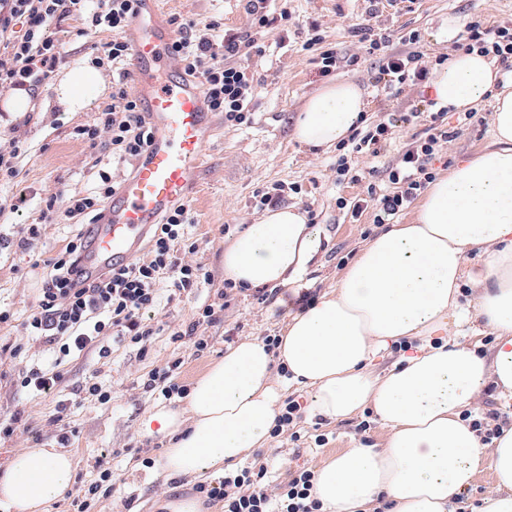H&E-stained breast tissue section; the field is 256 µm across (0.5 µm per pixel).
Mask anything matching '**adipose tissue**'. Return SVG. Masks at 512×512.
Returning a JSON list of instances; mask_svg holds the SVG:
<instances>
[{
    "label": "adipose tissue",
    "instance_id": "ef3b65f1",
    "mask_svg": "<svg viewBox=\"0 0 512 512\" xmlns=\"http://www.w3.org/2000/svg\"><path fill=\"white\" fill-rule=\"evenodd\" d=\"M499 78L488 57L460 51L437 70L434 95L465 112ZM101 87L98 69L82 62L52 91L61 111L82 112ZM495 94L490 146L433 181L412 223L374 237L331 294L291 317L275 351L257 340L238 342L195 381L185 411L159 407L143 420L145 435L170 439L166 477L220 472L266 446L279 362L291 383L312 389L315 414L336 421L369 407L391 428L386 447L346 449L319 470L314 494L331 512H375L382 497L392 512H451L486 458L498 493L483 512H512V428L487 451L462 418L487 384L512 395V91ZM366 106L357 84H327L307 99L295 136L307 146H333ZM320 247V232L303 211H271L225 245L224 277L245 288H278L300 279ZM475 249L479 261L466 264ZM464 279L477 290L474 315L498 338L488 357L432 341L453 322L467 321L458 302ZM411 339L426 341V348L384 376L366 371L380 349ZM74 473L69 452L19 449L0 476V507L48 512Z\"/></svg>",
    "mask_w": 512,
    "mask_h": 512
}]
</instances>
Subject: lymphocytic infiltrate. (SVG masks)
I'll list each match as a JSON object with an SVG mask.
<instances>
[{"instance_id":"f902f5d3","label":"lymphocytic infiltrate","mask_w":512,"mask_h":512,"mask_svg":"<svg viewBox=\"0 0 512 512\" xmlns=\"http://www.w3.org/2000/svg\"><path fill=\"white\" fill-rule=\"evenodd\" d=\"M268 0H248L252 17L245 31L225 29L218 19L200 24L191 19L172 18L180 38L173 55L178 67L198 79L210 111L223 114L233 126L253 122V78L247 61L257 47L263 29L287 21V9L270 10ZM133 15V0H0V87L36 89L65 59L63 43L53 24L70 18L84 28L110 33L111 38L98 46L97 64H108L118 75L112 83L109 100L103 101L92 123L74 128L75 139L96 149L92 165L97 183L87 194H44L39 200L37 223L20 225L18 245L34 247L40 225L75 222L78 230L66 244L47 259L34 311L22 323L24 335L47 338L58 347L60 358L97 352L108 357L111 343L128 342L147 345L154 334L146 314L157 306L160 284L170 279V297L191 292L211 283L210 271L199 264L182 260L183 250H195L190 240L194 222L188 204L173 205L160 223L148 232L147 247L142 255L96 277L82 276L79 261L91 224L97 223L105 201L118 189L119 176L114 166H136L144 157L152 139V128L142 112L137 97L129 87L126 70L130 56L125 32ZM357 35L366 51L383 57L379 72L385 88L400 90L425 84L431 69L418 51L419 35L408 32L404 40L413 47L402 55L387 53V35L369 27H360ZM459 49L479 50L490 56L502 70L512 72V22L488 24L481 19L470 21L461 36ZM446 109L434 103L407 114L410 123L422 124L421 133L413 136L400 161L386 171L389 190L378 191L375 182H367L353 199L338 198V209L358 218L374 209V221L389 223L435 179L432 163L439 147L452 137L445 116ZM392 131L383 123L365 125L339 144L336 173L350 182H362L349 158L355 153L377 154ZM235 285L225 281L214 302L198 304L184 332L194 354L209 347L205 331L221 320V314L234 300ZM315 474L306 467H295L278 493L268 491L266 468L245 467L225 473L216 483L195 485L194 492L203 503L223 501L224 512H323L322 502L313 495Z\"/></svg>"}]
</instances>
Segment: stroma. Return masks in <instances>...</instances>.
<instances>
[{"label": "stroma", "instance_id": "stroma-1", "mask_svg": "<svg viewBox=\"0 0 512 512\" xmlns=\"http://www.w3.org/2000/svg\"><path fill=\"white\" fill-rule=\"evenodd\" d=\"M163 4L171 17L202 23L216 18L228 29L243 30L250 25L246 0H163ZM287 9L291 15L288 23L265 30L258 39L262 52L252 53L249 59L257 83L253 123L222 127L220 137L206 149L197 188L189 201L197 249L184 253L183 258L204 265L212 272L213 283L152 310L151 318L160 329L151 337L144 355L137 346L123 343L114 346L106 358L82 355L58 365L44 340L27 343L13 328L0 329V417H20L15 434L0 439V473L20 448L64 447L73 454L75 475L83 481L94 478L98 460L110 461L115 489L110 497L97 502L94 512H159L161 499L193 496L197 481L217 480V473L212 471L198 479L168 480L163 476L158 463L167 441L140 430L141 420L159 404L143 391L149 372L165 368L173 358H183L177 381L189 386L210 364L223 358L230 341L281 335L292 312V301L309 289L320 296L334 291L344 270L381 231L373 222L372 211H365L355 221L337 208V198H352L359 188L337 182L336 148L313 149L295 139L296 117L306 99L331 82L358 84L367 102V121L392 124L395 134L379 157L364 154L358 156L356 164L363 170L385 169L398 161L412 136L420 131L418 125L403 123V116L432 92L408 87L395 96L387 93L376 81L377 57L361 49L354 28L369 26L389 34L388 50L392 53L409 52L411 46L402 36L418 31V47L430 63L456 51L454 39L448 36L449 22L462 25L475 16L490 22L512 20V0H407L398 12L375 0H288ZM316 28L325 37V48L334 50L338 57L336 70L328 75L321 71L318 52L303 47ZM31 103L27 112L0 111V145L18 137L28 146L19 163L17 189L0 190V199L10 200L13 191L19 190L29 201L22 213H0V236H13L17 224L36 218L31 205L40 194L83 192L95 180L87 165L91 148L72 136L74 127L93 121L95 110L59 111L47 84L36 89ZM494 106L491 95L477 105L474 123L460 131L436 160L437 175L447 174L456 162L489 144ZM281 181L300 186V193L289 194L288 202L312 213L322 238L319 256L300 280L280 289L278 300L262 304L253 291L238 294L222 321L207 329L209 349L193 355L187 343L175 340L174 335L185 330L192 306L216 299L224 284V245L229 240L225 225L241 227L256 222L262 212L253 206L254 193ZM39 286L40 275L33 270L29 253L16 249L0 252V307L24 320L36 303ZM20 342L25 343L26 353L18 358L13 348ZM27 359L43 367L59 366L62 381L46 394L18 392V371ZM91 379L111 387V402L102 404L81 393V386ZM275 380L284 386L283 397L299 400L302 419L297 425L300 441L272 439L266 448L248 457L249 464L266 466L270 485L284 481L289 467L300 464L316 471L345 449L386 446L390 430L375 414L363 409L346 419H325L312 411L309 389L287 384L280 374ZM364 420L370 427L362 431L358 425ZM319 432L329 437L328 444L321 447L314 442ZM144 456L154 460V467L141 465Z\"/></svg>", "mask_w": 512, "mask_h": 512}]
</instances>
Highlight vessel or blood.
Here are the masks:
<instances>
[{
  "mask_svg": "<svg viewBox=\"0 0 512 512\" xmlns=\"http://www.w3.org/2000/svg\"><path fill=\"white\" fill-rule=\"evenodd\" d=\"M164 17L162 0H135L126 31L128 71L153 138L92 229L85 259L90 268L134 258L150 226L173 204L190 198L206 147L217 131L198 81L165 69L178 35Z\"/></svg>",
  "mask_w": 512,
  "mask_h": 512,
  "instance_id": "obj_1",
  "label": "vessel or blood"
}]
</instances>
